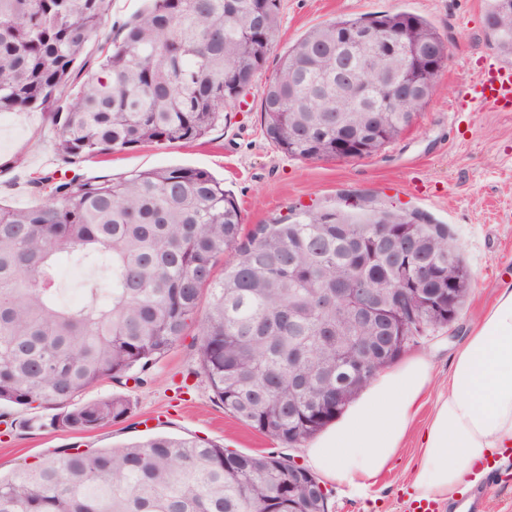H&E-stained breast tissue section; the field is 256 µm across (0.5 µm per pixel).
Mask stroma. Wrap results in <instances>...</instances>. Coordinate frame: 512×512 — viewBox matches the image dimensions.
<instances>
[{"instance_id":"obj_1","label":"stroma","mask_w":512,"mask_h":512,"mask_svg":"<svg viewBox=\"0 0 512 512\" xmlns=\"http://www.w3.org/2000/svg\"><path fill=\"white\" fill-rule=\"evenodd\" d=\"M146 6V0H112L100 35L88 43L95 58L106 37H121L122 27ZM405 10L426 18L453 45L438 91L420 109L412 127L369 157L305 161L283 155L264 136L260 101L266 74L236 102L205 138L187 144H150L83 160L75 173L118 177L169 166L208 170L223 179L236 199L244 232L271 224L304 209H403L423 214L431 223L448 225L474 282L462 312L451 326L429 332L409 346L427 354L435 383L448 379L453 354L470 324L512 279V109L476 105L460 110L465 86L478 72L499 62L488 39L486 0H281L279 40L270 53L268 71L280 55L311 28L338 16L358 17ZM59 156L46 113L11 112L0 119V203L22 207L35 202L30 182L56 168ZM197 326H189L160 362L155 380L103 381L84 400L111 393L128 396L131 417L91 432L29 425L32 409L5 407L0 422V472L66 447L107 448L151 432L224 446L242 453L288 451L305 463L303 448L284 449L238 421L214 399L197 366ZM421 453L417 436H409L365 495L327 485L328 512H406L414 467Z\"/></svg>"}]
</instances>
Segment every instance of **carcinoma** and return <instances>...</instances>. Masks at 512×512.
I'll use <instances>...</instances> for the list:
<instances>
[{"label":"carcinoma","mask_w":512,"mask_h":512,"mask_svg":"<svg viewBox=\"0 0 512 512\" xmlns=\"http://www.w3.org/2000/svg\"><path fill=\"white\" fill-rule=\"evenodd\" d=\"M111 0H0V114H51L66 164L148 143L203 138L224 118L238 80L262 72L279 38L280 0H149L104 48L78 85L75 67L105 22ZM485 18L500 55L512 58V6L487 0ZM377 26L362 47L351 34ZM406 45L430 51L438 86L448 64L440 33L408 11L344 17L310 29L285 51L262 94L266 138L288 157L336 160L377 153L429 98L401 87ZM385 79L354 91L342 79L365 60ZM37 202L0 206V406L58 407L49 425L92 431L123 422L130 399L78 398L104 380H154L152 370L199 320L198 359L224 409L290 447L336 420L375 376L417 337L448 327L434 307L448 284L472 274L448 225L417 212L305 210L260 224L241 238V211L224 183L186 166L117 178L43 173ZM428 269L400 275L376 225ZM235 260L216 279L224 250ZM76 260L107 269L101 299L90 280L81 303L61 299L58 268ZM360 280L379 294L405 291L398 308L380 307L404 336L355 327L358 307L328 289ZM210 302L198 316L202 289ZM291 498L327 512L321 482L290 458L244 454L196 438L155 434L75 454L59 448L0 476V512H288Z\"/></svg>","instance_id":"1"}]
</instances>
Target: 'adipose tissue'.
Instances as JSON below:
<instances>
[{
  "label": "adipose tissue",
  "instance_id": "obj_1",
  "mask_svg": "<svg viewBox=\"0 0 512 512\" xmlns=\"http://www.w3.org/2000/svg\"><path fill=\"white\" fill-rule=\"evenodd\" d=\"M433 383L423 354L383 370L341 421L308 445L309 465L327 482L365 491L388 468L432 392L411 488L421 499H458L483 461L512 447L511 288L501 290L456 350L447 387Z\"/></svg>",
  "mask_w": 512,
  "mask_h": 512
}]
</instances>
